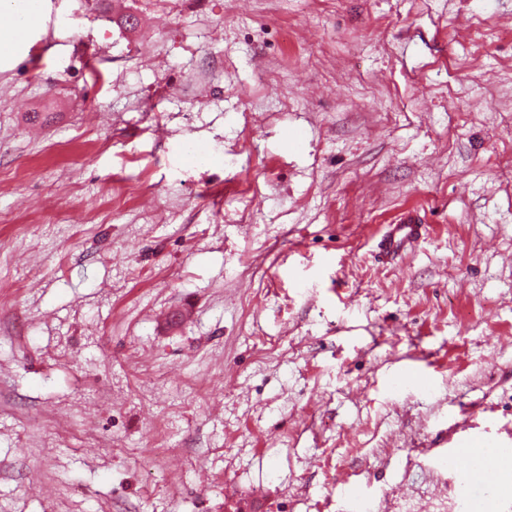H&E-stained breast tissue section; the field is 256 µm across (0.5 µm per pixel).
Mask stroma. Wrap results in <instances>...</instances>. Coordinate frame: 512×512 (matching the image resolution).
<instances>
[{
	"mask_svg": "<svg viewBox=\"0 0 512 512\" xmlns=\"http://www.w3.org/2000/svg\"><path fill=\"white\" fill-rule=\"evenodd\" d=\"M46 16L0 60V512L512 501L426 453L512 432V0ZM389 229L378 242V257L388 261L418 241L425 232L420 216L414 211L402 215L398 224H389Z\"/></svg>",
	"mask_w": 512,
	"mask_h": 512,
	"instance_id": "35a3bbf8",
	"label": "stroma"
}]
</instances>
